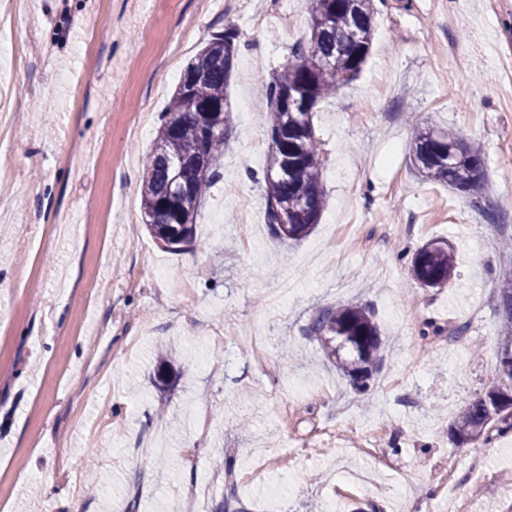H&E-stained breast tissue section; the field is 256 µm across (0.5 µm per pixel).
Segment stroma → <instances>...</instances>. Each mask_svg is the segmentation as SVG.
I'll list each match as a JSON object with an SVG mask.
<instances>
[{
    "label": "stroma",
    "instance_id": "stroma-1",
    "mask_svg": "<svg viewBox=\"0 0 512 512\" xmlns=\"http://www.w3.org/2000/svg\"><path fill=\"white\" fill-rule=\"evenodd\" d=\"M371 54L320 103L324 206L313 232L276 238L257 176L265 88L307 39L308 0H0V512H268L263 485L230 486L251 449L283 456L279 512H348L338 482L392 464L376 512H425L447 495L502 512L512 432L455 446L454 416L490 386L503 324L498 271L512 264V0H376ZM234 27L233 134L194 248L145 230L142 177L188 62ZM479 145L480 197L426 181L418 128ZM452 242L450 285L421 287L405 251ZM370 311L382 346L366 391L308 328L344 304ZM442 335L424 342L425 323ZM170 384L154 383L158 345ZM96 449L87 460V449ZM448 476L447 487L434 480Z\"/></svg>",
    "mask_w": 512,
    "mask_h": 512
}]
</instances>
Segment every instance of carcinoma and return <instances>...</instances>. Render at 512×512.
<instances>
[{
	"label": "carcinoma",
	"instance_id": "carcinoma-1",
	"mask_svg": "<svg viewBox=\"0 0 512 512\" xmlns=\"http://www.w3.org/2000/svg\"><path fill=\"white\" fill-rule=\"evenodd\" d=\"M376 13L374 0H310L306 45L292 53L267 85L270 106L260 116L268 137L263 192L267 221L281 239L301 240L318 223L325 157L313 112L359 76L370 55ZM354 31L356 41L351 39ZM237 51L236 36L229 30L213 34L184 71L195 79L178 83L161 116L143 176L141 208L149 235L168 250L182 251L196 242V223L231 132L226 86ZM325 58L331 59L325 68L313 65ZM205 112L220 116L222 128L203 152L196 129ZM411 162L424 179L469 196L479 195L486 179L481 148L450 129L419 130ZM455 266V248L432 239L413 253L409 271L421 286L442 288L450 283ZM498 314L507 330L499 355H512V269L500 276ZM309 331L329 361L357 386L366 384L378 367L380 349L379 330L369 311L352 304L325 309ZM508 408L512 397L503 403L484 393L456 415L448 436L459 445L487 444L493 432L512 430V418L500 416Z\"/></svg>",
	"mask_w": 512,
	"mask_h": 512
}]
</instances>
